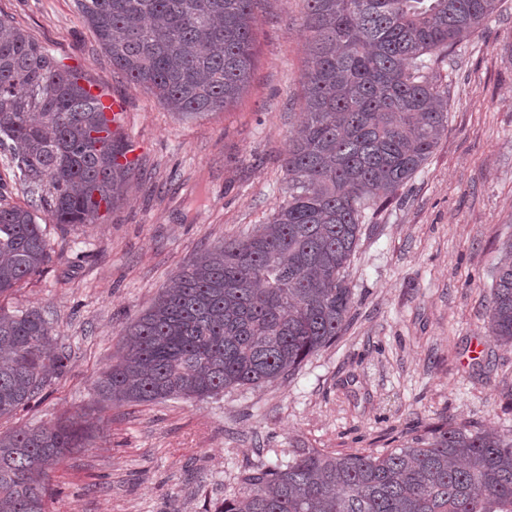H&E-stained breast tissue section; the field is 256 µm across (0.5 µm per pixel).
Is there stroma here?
Returning a JSON list of instances; mask_svg holds the SVG:
<instances>
[{
    "instance_id": "35a3bbf8",
    "label": "stroma",
    "mask_w": 512,
    "mask_h": 512,
    "mask_svg": "<svg viewBox=\"0 0 512 512\" xmlns=\"http://www.w3.org/2000/svg\"><path fill=\"white\" fill-rule=\"evenodd\" d=\"M434 71L448 133L362 226L348 271L354 318L292 375L202 401L115 404L95 389L121 333L204 250L264 223L284 199L281 160L303 117V0H261L239 96L202 117L171 112L113 69L76 0H0V15L102 94L122 101L136 150L100 224L45 225L52 259L0 306L37 310L68 353L39 400L0 433L69 420L91 430L51 474L48 512H216L245 469L297 448L380 451L449 421L512 434V347L483 298L512 234V0Z\"/></svg>"
}]
</instances>
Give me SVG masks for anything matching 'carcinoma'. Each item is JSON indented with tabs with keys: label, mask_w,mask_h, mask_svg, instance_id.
<instances>
[{
	"label": "carcinoma",
	"mask_w": 512,
	"mask_h": 512,
	"mask_svg": "<svg viewBox=\"0 0 512 512\" xmlns=\"http://www.w3.org/2000/svg\"><path fill=\"white\" fill-rule=\"evenodd\" d=\"M259 0H77L112 68L173 112H216L253 67ZM501 0H306L305 120L283 159L288 197L256 230L201 253L122 333L97 382L115 403L202 400L259 388L332 346L353 320L347 279L366 211L385 206L448 132V89L431 72ZM0 150L30 193L0 202V296L43 272L35 211L96 224L132 168L128 145L77 70L0 18ZM512 345V237L485 300ZM49 319L0 307V418L48 375ZM89 440L73 423L0 434V512H47L50 473ZM220 512H512V436L443 422L400 448L331 455L297 448L243 471Z\"/></svg>",
	"instance_id": "1"
}]
</instances>
